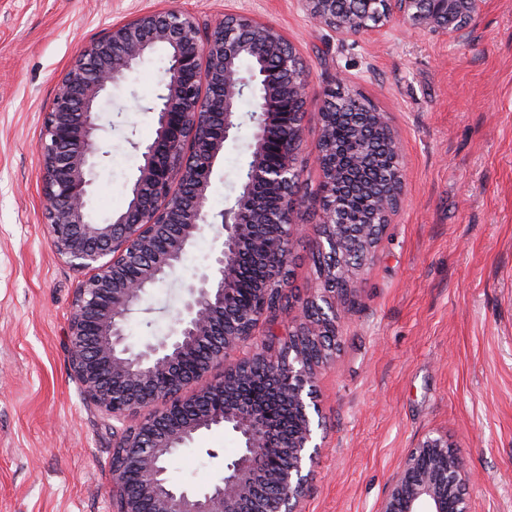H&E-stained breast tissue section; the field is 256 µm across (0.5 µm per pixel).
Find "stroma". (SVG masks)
<instances>
[{"instance_id":"35a3bbf8","label":"stroma","mask_w":512,"mask_h":512,"mask_svg":"<svg viewBox=\"0 0 512 512\" xmlns=\"http://www.w3.org/2000/svg\"><path fill=\"white\" fill-rule=\"evenodd\" d=\"M175 7L200 27L237 13L273 25L309 67L304 141L318 106L346 80L383 112L404 169V195L372 260L335 359L317 379L324 442L301 512H378L415 445L443 436L469 480L472 512H512V0H483L445 36L395 21L343 34L301 0H0V512H112V423L72 376L68 324L81 278L44 226L37 145L63 72L108 26ZM163 59L147 58L112 91L110 155L91 199L101 221L127 205L135 144L155 136L143 107ZM251 126L226 145L211 203L235 197ZM318 201L292 239L293 298L314 285L309 253ZM220 227L190 248L127 326L133 347L171 332L180 285L208 264ZM239 442L198 436L168 464L203 489Z\"/></svg>"}]
</instances>
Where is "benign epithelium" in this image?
Here are the masks:
<instances>
[{"mask_svg": "<svg viewBox=\"0 0 512 512\" xmlns=\"http://www.w3.org/2000/svg\"><path fill=\"white\" fill-rule=\"evenodd\" d=\"M307 12L341 33H367L393 18L410 27L448 34L473 16L479 0H346L375 21L336 17V0H303ZM162 50L169 67L144 111L153 114L155 137L133 144L140 163L128 187L127 207L97 222L89 204L95 170L109 156V129L102 105L113 87L150 54ZM261 62L242 74L239 59ZM309 72L293 45L275 27L252 17L226 14L207 33L177 9L141 13L114 24L80 51L67 69L46 112L38 153L43 170L45 227L56 252L84 272L69 321V361L84 397L112 426L110 493L114 512H298L321 444L315 442L311 411L316 409L318 369L329 364L340 343V326L351 314L355 271L373 257L381 224H351L344 209L320 211L313 225V250L333 258L309 289L301 310H328L321 321L303 319L283 338L288 357L265 355L270 341L259 326L269 317L292 323L291 309L273 304L272 288L257 292L254 306L230 332L224 314L234 304L236 257L249 246L266 267L286 262L299 227L297 215L308 199L297 191L308 158L303 131L308 112ZM331 89L320 121L336 109ZM251 95L252 153L245 190L219 212L210 205L211 177L224 146L242 127L240 102ZM392 149L395 136L381 112L365 114ZM294 129L293 144L283 133ZM260 186L280 199L282 235L267 241L240 215ZM399 197L381 194L376 208L388 218ZM220 243L206 268L186 285L172 333L140 349L128 342L127 324L145 295L183 261L189 248L215 223ZM332 339L314 359L303 345ZM259 373L274 383V396L295 417V431L283 457L272 447L263 410L244 402L239 383ZM234 433L242 448L224 464L209 487L191 490L172 484L167 462L206 431ZM442 436L426 437L400 468L379 512H470L466 474Z\"/></svg>", "mask_w": 512, "mask_h": 512, "instance_id": "1", "label": "benign epithelium"}]
</instances>
